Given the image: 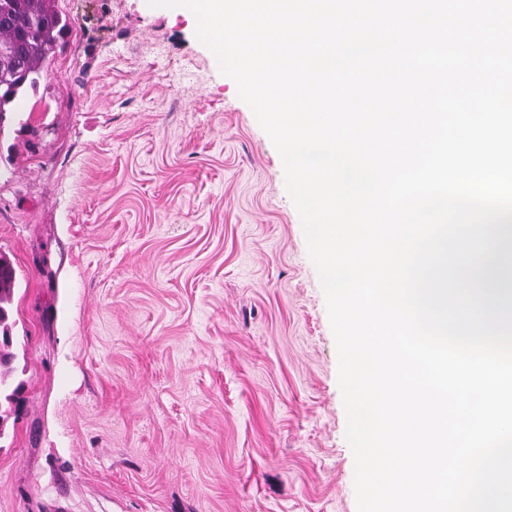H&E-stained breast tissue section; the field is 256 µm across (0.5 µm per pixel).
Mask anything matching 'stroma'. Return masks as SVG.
Here are the masks:
<instances>
[{
	"mask_svg": "<svg viewBox=\"0 0 512 512\" xmlns=\"http://www.w3.org/2000/svg\"><path fill=\"white\" fill-rule=\"evenodd\" d=\"M71 31L0 131L17 400L0 512H357L338 355L283 162L186 13Z\"/></svg>",
	"mask_w": 512,
	"mask_h": 512,
	"instance_id": "stroma-1",
	"label": "stroma"
}]
</instances>
